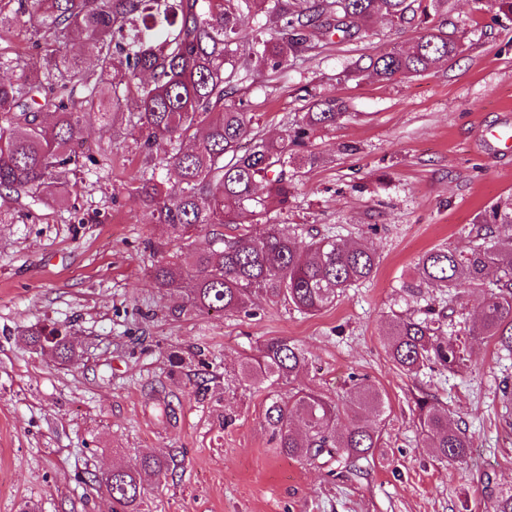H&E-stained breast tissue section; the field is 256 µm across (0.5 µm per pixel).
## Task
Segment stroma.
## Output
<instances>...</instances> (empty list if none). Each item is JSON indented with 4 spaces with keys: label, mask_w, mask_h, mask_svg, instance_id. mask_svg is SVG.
<instances>
[{
    "label": "stroma",
    "mask_w": 512,
    "mask_h": 512,
    "mask_svg": "<svg viewBox=\"0 0 512 512\" xmlns=\"http://www.w3.org/2000/svg\"><path fill=\"white\" fill-rule=\"evenodd\" d=\"M463 31L459 54L430 72L383 82L353 77L359 57L409 48L418 31L376 17L369 33L291 59L276 75L252 73L236 96L269 139L287 136L321 93L345 101L336 125L319 129L293 196L272 221L370 246L374 276L316 315L266 306L253 316L173 317L180 288H153L156 262L206 246L211 228L171 236L135 196L146 163L142 139L116 117L111 131L86 127L87 151L69 194L0 197V512L24 502L40 512H110L82 483L141 454L175 457L177 469L146 485L145 512H487L490 494L512 486V356L480 336L466 339L467 365L410 378L382 338L392 314L434 303L449 331L475 323L484 288H426L419 258L447 247L468 252L478 220L512 202V154L486 142L512 123V21L477 0H449ZM357 145L342 153L341 145ZM53 322L74 355L34 350L25 333ZM284 337L309 359L298 382L337 398L359 375L385 399L386 443L371 461L328 468L279 454L264 427L262 388L233 375L265 340ZM194 352L206 370L171 371L168 354ZM437 397L473 447L462 462L434 457L415 400ZM229 414L222 422L221 414Z\"/></svg>",
    "instance_id": "obj_1"
}]
</instances>
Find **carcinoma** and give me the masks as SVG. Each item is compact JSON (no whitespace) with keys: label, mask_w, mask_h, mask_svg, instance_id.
<instances>
[{"label":"carcinoma","mask_w":512,"mask_h":512,"mask_svg":"<svg viewBox=\"0 0 512 512\" xmlns=\"http://www.w3.org/2000/svg\"><path fill=\"white\" fill-rule=\"evenodd\" d=\"M447 7L448 0H0V42L28 23L42 50L35 70L20 54H0V69L11 72L0 80V195L52 188L64 198L65 173L79 157L84 126L96 121L106 129L125 113L143 148L164 153V179L145 170L138 187L157 222L180 239L202 226L235 230L155 267L154 287L187 284V300L173 315L252 316L260 301L315 315L370 279L376 254L318 234L301 244L286 224H240L238 217L288 206L294 189L288 165L298 158L314 162L307 153L313 133L336 124L345 102L321 96L291 134L268 140L232 99L235 81L256 68L280 69L331 36L357 37L378 14L420 33L411 49L358 60L351 74L382 81L420 75L461 47L443 26H429ZM254 13L272 22L270 32L247 30ZM481 230L482 243L466 254L448 248L425 253L418 276L429 288L488 289L479 324L468 334L512 355V204L494 207ZM445 318L432 306L418 316L393 315L384 336L392 363L407 375L432 365L457 372L466 344L447 332ZM28 342L62 361L72 353L67 334L55 325L32 329ZM307 365L302 348L273 338L235 374L250 386L267 384L264 421L279 453L318 467L339 456H373L383 437L368 417L384 415L382 393L361 380L345 396L328 399L294 385ZM417 409L435 457L465 460L472 448L467 430L452 425L448 410L434 400L417 401ZM174 467L170 458L143 454L132 464L89 474L86 483L105 488L111 512H141L146 478L158 481ZM490 512H512V488L491 495Z\"/></svg>","instance_id":"cac0c4a2"}]
</instances>
